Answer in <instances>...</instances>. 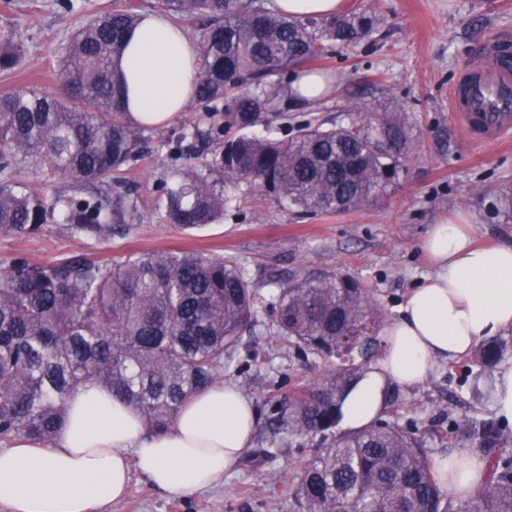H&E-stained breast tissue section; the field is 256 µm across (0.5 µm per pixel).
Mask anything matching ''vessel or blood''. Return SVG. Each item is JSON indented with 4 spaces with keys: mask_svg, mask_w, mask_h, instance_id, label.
Masks as SVG:
<instances>
[{
    "mask_svg": "<svg viewBox=\"0 0 512 512\" xmlns=\"http://www.w3.org/2000/svg\"><path fill=\"white\" fill-rule=\"evenodd\" d=\"M512 34L489 40L481 58L465 68L452 90L455 118L471 139L494 143L512 135Z\"/></svg>",
    "mask_w": 512,
    "mask_h": 512,
    "instance_id": "obj_1",
    "label": "vessel or blood"
}]
</instances>
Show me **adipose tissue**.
<instances>
[{"label":"adipose tissue","mask_w":512,"mask_h":512,"mask_svg":"<svg viewBox=\"0 0 512 512\" xmlns=\"http://www.w3.org/2000/svg\"><path fill=\"white\" fill-rule=\"evenodd\" d=\"M120 61L122 108L135 124L174 121L195 98L196 42L164 14L144 13L125 37ZM422 249L431 264L382 333L380 358L345 389L339 426L370 428L385 417L395 388L423 383L439 362L468 356L484 339L512 327V243L476 245L467 224L431 227ZM256 410L232 383L192 396L164 432L95 383L65 404L51 444L16 437L0 450V505L11 512H94L124 494L132 472L157 489L191 495L215 486L248 451ZM441 489L468 500L489 477L478 452L440 458Z\"/></svg>","instance_id":"ef3b65f1"}]
</instances>
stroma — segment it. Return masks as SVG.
Instances as JSON below:
<instances>
[{
  "instance_id": "obj_1",
  "label": "stroma",
  "mask_w": 512,
  "mask_h": 512,
  "mask_svg": "<svg viewBox=\"0 0 512 512\" xmlns=\"http://www.w3.org/2000/svg\"><path fill=\"white\" fill-rule=\"evenodd\" d=\"M350 12L376 14L378 25L358 45L335 46L314 69L331 75L334 90L316 103L295 96L284 108L295 121L318 119L344 124L354 107L395 113L411 141L405 168L377 200L355 211L310 214L288 209L265 193L238 194L222 219L184 231L166 219L159 190L171 171V156L193 126L222 122L190 105L163 127L143 130L141 157L115 174L114 189L129 190L138 211L126 227L108 236L74 233L69 225H43L34 235L0 233V265L24 259L60 262L83 255L113 263L157 251H196L237 259L258 282L262 295L274 293L269 274L315 278L343 275L368 288L380 316V335L407 295L429 273L421 245L432 224L468 217L477 243L512 242V142L473 141L457 124L450 92L463 69L477 60L494 33L512 31V0H345ZM0 0V34L14 33L18 62L0 71V88L53 92L60 58L72 32L92 14L111 11L122 0ZM470 358L440 362L428 380L396 389L388 419L425 432L430 459L479 451L478 442H448L449 420L494 419V375L475 374ZM327 360L305 355L270 333L266 318L244 334L238 351L225 356L223 380L239 385L253 401L257 426L251 448L212 489L183 497L154 488L132 473L127 495L97 512H299L291 481L316 442L272 428L270 396L288 397L322 380Z\"/></svg>"
}]
</instances>
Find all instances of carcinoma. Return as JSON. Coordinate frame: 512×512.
<instances>
[{
  "label": "carcinoma",
  "mask_w": 512,
  "mask_h": 512,
  "mask_svg": "<svg viewBox=\"0 0 512 512\" xmlns=\"http://www.w3.org/2000/svg\"><path fill=\"white\" fill-rule=\"evenodd\" d=\"M153 8L201 21L196 103L224 112V141L211 159L163 183L171 223L192 230L220 219L228 183L268 192L302 212L347 211L398 177L410 138L394 115L376 119L365 107L346 125L300 124L290 139L253 132L288 120L283 95L266 79L335 44L360 42L374 28L371 14L319 21L273 13L256 0H154ZM140 19L127 3L76 29L62 59L65 88L57 93H0V232L33 235L60 215L79 233L104 236L134 218L136 201L112 190L110 177L141 148V133L120 106L117 74L124 35ZM16 61L13 34L1 36L0 69ZM24 169L65 177L74 194L49 199L15 190L12 174ZM273 284L276 293L265 298L241 264L197 252L0 268V443L21 435L51 442L66 399L87 383L110 388L150 430L167 429L187 398L216 383L224 354L238 350L260 311L276 335L304 353L333 360L352 344L373 356L378 341L366 331L379 311L359 283L336 275ZM501 352L497 341L482 343L476 365L493 368ZM363 367L331 371L289 398L286 413L269 400L273 421L295 435L320 437L293 478L302 512H512V448L491 422L448 426L449 444L477 440L490 460L488 480L465 502L437 485L418 430L382 420L335 434L339 398Z\"/></svg>",
  "instance_id": "1"
}]
</instances>
